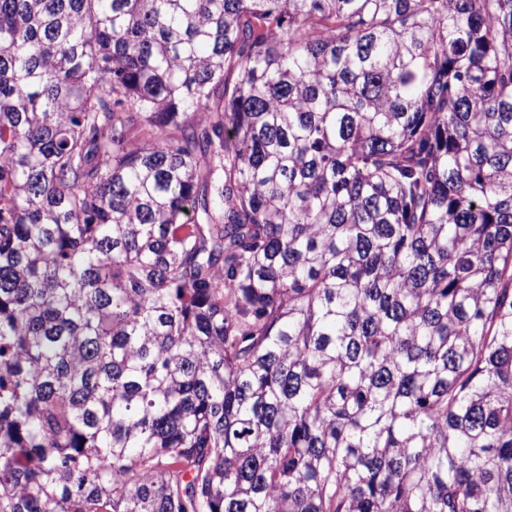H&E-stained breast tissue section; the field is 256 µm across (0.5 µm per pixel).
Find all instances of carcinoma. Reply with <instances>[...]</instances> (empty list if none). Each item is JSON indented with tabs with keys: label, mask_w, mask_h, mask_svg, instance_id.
<instances>
[{
	"label": "carcinoma",
	"mask_w": 512,
	"mask_h": 512,
	"mask_svg": "<svg viewBox=\"0 0 512 512\" xmlns=\"http://www.w3.org/2000/svg\"><path fill=\"white\" fill-rule=\"evenodd\" d=\"M0 512H512V0H0Z\"/></svg>",
	"instance_id": "carcinoma-1"
}]
</instances>
